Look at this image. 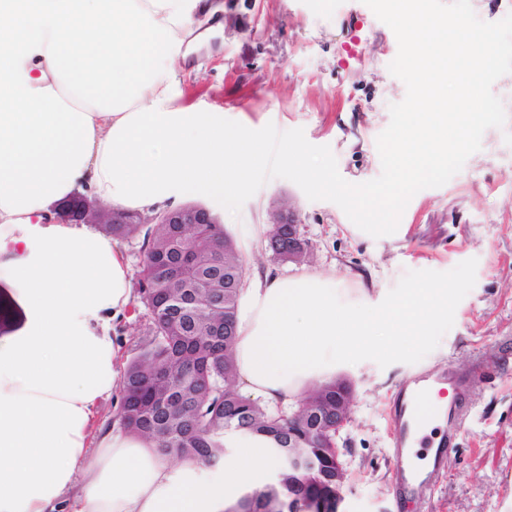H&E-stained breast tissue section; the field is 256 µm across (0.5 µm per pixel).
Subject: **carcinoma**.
Wrapping results in <instances>:
<instances>
[{"instance_id":"carcinoma-1","label":"carcinoma","mask_w":512,"mask_h":512,"mask_svg":"<svg viewBox=\"0 0 512 512\" xmlns=\"http://www.w3.org/2000/svg\"><path fill=\"white\" fill-rule=\"evenodd\" d=\"M115 239L142 238L145 287L140 302L151 317V345L127 364L119 389V415L125 429L150 439L178 458L219 465L230 431L263 440L267 451L288 457V433L303 428L280 408H268L233 386L230 348L234 337L225 325L237 323L236 309L244 270L241 254L224 225L200 224L185 246L203 244L206 260L190 290L162 282L161 247L171 224H101ZM336 432L308 442L311 467L301 477L300 504L288 507V472L243 496L241 512H315L327 489L326 462L336 456Z\"/></svg>"}]
</instances>
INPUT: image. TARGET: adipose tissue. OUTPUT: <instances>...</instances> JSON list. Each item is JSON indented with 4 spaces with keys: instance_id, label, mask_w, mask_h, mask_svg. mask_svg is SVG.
<instances>
[{
    "instance_id": "ef3b65f1",
    "label": "adipose tissue",
    "mask_w": 512,
    "mask_h": 512,
    "mask_svg": "<svg viewBox=\"0 0 512 512\" xmlns=\"http://www.w3.org/2000/svg\"><path fill=\"white\" fill-rule=\"evenodd\" d=\"M211 0H0V512H228L276 460L233 435L212 468L170 462L114 423L94 435L120 383L112 322L128 307L118 242L49 223L85 189L150 213L205 195L232 205L267 147L224 128L220 112L178 104L176 69L201 40ZM448 292L417 284L380 320L336 304L331 277L269 276L241 289L232 349L242 390L293 405L336 366L412 337L432 348Z\"/></svg>"
}]
</instances>
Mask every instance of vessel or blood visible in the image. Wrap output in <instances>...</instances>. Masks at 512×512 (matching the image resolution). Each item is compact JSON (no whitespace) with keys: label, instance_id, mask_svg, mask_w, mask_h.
Wrapping results in <instances>:
<instances>
[{"label":"vessel or blood","instance_id":"vessel-or-blood-1","mask_svg":"<svg viewBox=\"0 0 512 512\" xmlns=\"http://www.w3.org/2000/svg\"><path fill=\"white\" fill-rule=\"evenodd\" d=\"M482 357L464 368L448 367L414 377L403 384L398 402L390 409L393 422V464L397 474L398 497L414 504H426L442 471L446 448L455 445L470 412V395L475 379L490 365ZM444 397V405L434 407L432 415L441 424L436 439H429L420 421L421 405L430 394ZM427 449L430 462L426 469L414 463L416 449Z\"/></svg>","mask_w":512,"mask_h":512}]
</instances>
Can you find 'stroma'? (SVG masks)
<instances>
[{
  "label": "stroma",
  "instance_id": "obj_1",
  "mask_svg": "<svg viewBox=\"0 0 512 512\" xmlns=\"http://www.w3.org/2000/svg\"><path fill=\"white\" fill-rule=\"evenodd\" d=\"M205 28L208 47L178 75L183 103L251 129H303L311 144L330 147L348 182L380 175L376 140L406 87L389 71L396 36L363 0H226ZM492 90L508 115L504 128L488 129L481 150L444 186L414 195L390 237L358 233L338 205L309 200L283 178L268 181L235 215L218 200L200 199L221 213L246 280L332 277L337 301L370 314L415 284L448 288V314L429 352L413 351L403 336L401 353L336 369L354 392L340 441L341 512H412L394 506L388 403L402 380L443 363L466 367L487 349L490 372L472 385L473 406L445 455L431 512H512V74ZM284 204L298 210L308 242L298 265L276 259L264 232ZM147 320L135 299L113 322L121 363L148 345Z\"/></svg>",
  "mask_w": 512,
  "mask_h": 512
}]
</instances>
